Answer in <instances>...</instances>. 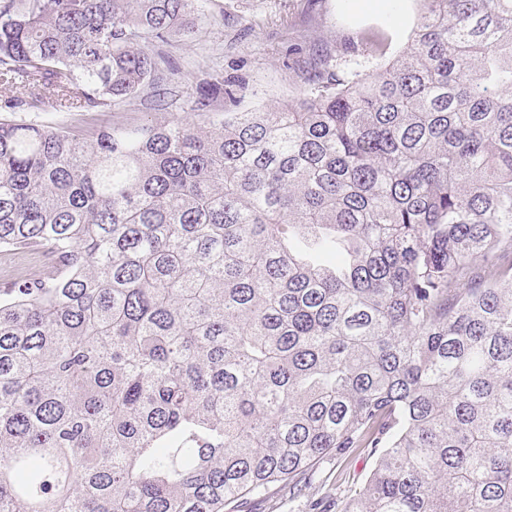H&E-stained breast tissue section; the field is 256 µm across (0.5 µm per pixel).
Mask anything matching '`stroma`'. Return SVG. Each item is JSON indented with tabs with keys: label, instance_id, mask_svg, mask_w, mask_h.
<instances>
[{
	"label": "stroma",
	"instance_id": "stroma-1",
	"mask_svg": "<svg viewBox=\"0 0 512 512\" xmlns=\"http://www.w3.org/2000/svg\"><path fill=\"white\" fill-rule=\"evenodd\" d=\"M419 0H398L396 6L355 9L352 0H204L205 17L192 36L179 39L170 52L179 64L181 80L173 112L186 114L192 92L206 72L218 71L235 91L214 105L218 112H255L284 105L301 92L323 86L327 74L348 76L378 69L405 50L416 23ZM386 30V52L359 42L361 31ZM143 94L106 112L32 113V120L64 123L85 132L108 124L134 127L153 111ZM377 459L358 455L344 463L320 465L307 479L304 493L289 499L280 492L261 504H244L240 512H311L316 500L332 501L337 490L353 493L370 477Z\"/></svg>",
	"mask_w": 512,
	"mask_h": 512
}]
</instances>
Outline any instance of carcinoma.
Masks as SVG:
<instances>
[{"label": "carcinoma", "instance_id": "1", "mask_svg": "<svg viewBox=\"0 0 512 512\" xmlns=\"http://www.w3.org/2000/svg\"><path fill=\"white\" fill-rule=\"evenodd\" d=\"M204 0H0L14 107L179 83ZM263 112L0 114V512H234L364 451L336 512H512V0ZM42 264L35 255L0 253V289L12 287L14 283L38 275Z\"/></svg>", "mask_w": 512, "mask_h": 512}]
</instances>
